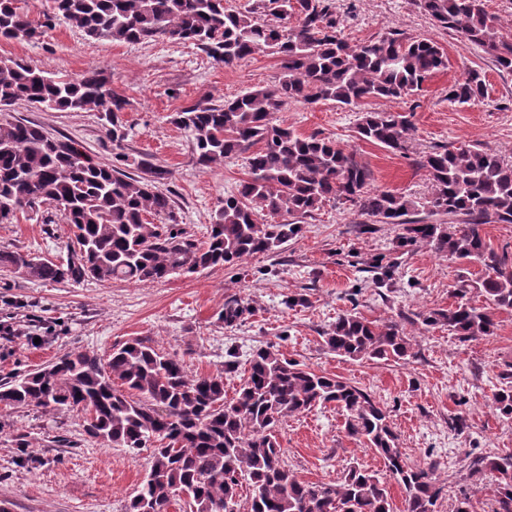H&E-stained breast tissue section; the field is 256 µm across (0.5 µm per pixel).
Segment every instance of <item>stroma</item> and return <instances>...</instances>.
Returning a JSON list of instances; mask_svg holds the SVG:
<instances>
[{
	"mask_svg": "<svg viewBox=\"0 0 512 512\" xmlns=\"http://www.w3.org/2000/svg\"><path fill=\"white\" fill-rule=\"evenodd\" d=\"M334 3L349 44L390 33L425 38L445 50L448 67L416 95L370 99L358 109L291 99L278 112L279 122L353 150L371 173L370 189L414 199L431 191L418 158L433 147L479 144L512 162V72L499 71L455 31L435 26L411 0ZM0 58L71 78L103 69L127 102L121 120L129 135L120 149H113L97 113L38 109L22 101L10 112L79 143L101 164H112L121 152L168 170L161 188L173 201L177 223L199 240L225 194L246 179V156L198 166L189 133L172 116L274 87L281 76L278 59L265 52L227 66L191 43L90 40L60 16L40 40L0 41ZM471 71L485 79L486 97L450 103L449 87ZM364 111L405 116L413 126L408 152L358 140ZM401 235L400 225L371 222L331 201L275 252L165 282H33L0 268V317H14L27 329L23 336L0 335V379L46 366L72 348L105 355L132 338L184 358L194 374L223 368L227 349L245 359L271 345L290 360L351 382L386 409L408 462L435 466L443 488L439 512H452L462 490L473 512H494L495 481L472 463L512 451V419L501 416L492 401L512 373V310H494L493 335L477 341H460L444 327L425 329L419 313L448 308L461 279L478 278L482 269L421 242L401 245ZM72 243L62 213L43 206L0 224V250L58 259ZM293 294L304 295L307 306H287ZM231 298L244 301L250 313L228 327L218 316ZM346 312L399 322L411 340L412 358L352 360L329 352L322 334ZM277 436L289 468L305 481L333 482L353 465L385 471L379 455L346 434L333 405L283 418ZM23 439L28 447H20ZM149 465V450L111 448L89 438L75 413L0 408V500L11 502V512H126Z\"/></svg>",
	"mask_w": 512,
	"mask_h": 512,
	"instance_id": "obj_1",
	"label": "stroma"
}]
</instances>
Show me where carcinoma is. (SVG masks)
<instances>
[{"label": "carcinoma", "instance_id": "carcinoma-1", "mask_svg": "<svg viewBox=\"0 0 512 512\" xmlns=\"http://www.w3.org/2000/svg\"><path fill=\"white\" fill-rule=\"evenodd\" d=\"M20 0H0V40L35 39L53 16L35 24ZM435 25L481 48L512 72V39L498 34L481 0H413ZM55 9L86 37L130 44L158 39L191 42L224 65L257 51L280 59L273 89L247 91L222 105L198 104L173 115L192 139L196 164L208 167L256 145L249 177L224 196L205 239L175 224L170 197L158 187L168 172L118 153L116 164L96 162L79 144L17 119L18 101L37 108L95 111L120 147L127 137L119 114L125 100L100 68L80 77L52 76L24 62L0 59V224L40 205L63 212L76 247L63 260L20 250L0 251V268L31 281L86 278L132 283L165 282L271 252L297 236L306 218L331 200L344 201L377 223L402 224L401 243L422 242L435 252L476 263L484 275L463 279L446 309L418 315L426 328L444 326L464 341L490 336L489 306L512 309V258L487 244L486 224H512V164L480 145L438 146L421 159L431 183L422 204L368 189L370 172L351 150L320 134L302 136L276 121L286 99L334 101L357 107L373 98H401L448 66L443 48L427 39L393 34L357 45L337 30L332 0H257L241 12L224 0H54ZM272 9L281 24L265 22ZM473 72L448 90L468 103L485 95ZM358 138L406 153L409 121L389 112H364ZM134 166L138 174L127 172ZM427 216L416 218L419 208ZM293 221L267 224L261 212ZM166 216L167 224L149 217ZM485 300L477 305L471 294ZM250 313L229 299L219 319L234 326ZM328 351L353 360L407 361L411 343L396 321L378 323L344 313L323 333ZM227 351L224 369L191 374L176 355L141 339L112 347L108 359L73 349L36 371L0 384V408L75 412L85 433L113 448L151 449L150 466L126 512H238L239 489H249L250 512H393L388 482L403 494L402 512H438L442 488L434 468L407 463L387 411L359 387L285 358L272 346L246 359L234 397L224 398V374L237 370ZM335 405L347 435L382 457L386 476L360 466L329 483L297 478L283 459L275 428L282 418ZM499 413L512 419V381L493 394ZM495 477V512H512V451L479 459Z\"/></svg>", "mask_w": 512, "mask_h": 512}]
</instances>
